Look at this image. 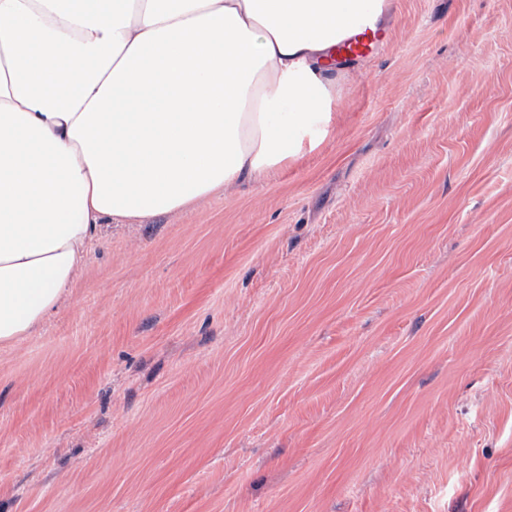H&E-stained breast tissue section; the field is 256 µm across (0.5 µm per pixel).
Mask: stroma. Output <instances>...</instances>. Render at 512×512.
<instances>
[{
	"label": "stroma",
	"mask_w": 512,
	"mask_h": 512,
	"mask_svg": "<svg viewBox=\"0 0 512 512\" xmlns=\"http://www.w3.org/2000/svg\"><path fill=\"white\" fill-rule=\"evenodd\" d=\"M394 3L317 149L0 347V512H512V0Z\"/></svg>",
	"instance_id": "1"
}]
</instances>
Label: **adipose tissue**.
Wrapping results in <instances>:
<instances>
[{
  "label": "adipose tissue",
  "mask_w": 512,
  "mask_h": 512,
  "mask_svg": "<svg viewBox=\"0 0 512 512\" xmlns=\"http://www.w3.org/2000/svg\"><path fill=\"white\" fill-rule=\"evenodd\" d=\"M393 0H0V344L105 223L263 182L330 134L337 42Z\"/></svg>",
  "instance_id": "ef3b65f1"
}]
</instances>
